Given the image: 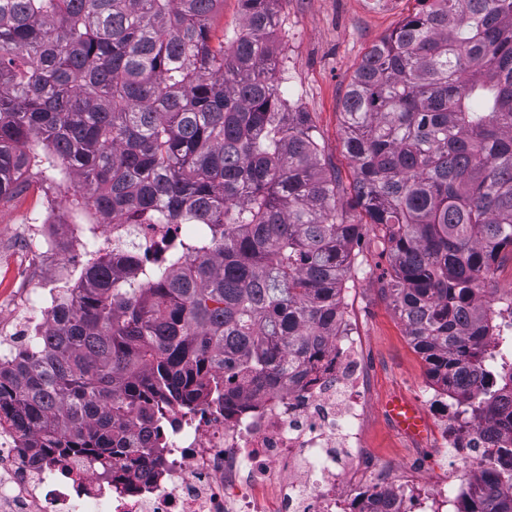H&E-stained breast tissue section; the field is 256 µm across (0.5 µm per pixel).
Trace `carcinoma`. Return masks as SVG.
<instances>
[{"label":"carcinoma","instance_id":"obj_1","mask_svg":"<svg viewBox=\"0 0 512 512\" xmlns=\"http://www.w3.org/2000/svg\"><path fill=\"white\" fill-rule=\"evenodd\" d=\"M240 2L215 48L223 0H0V200L37 143L99 214L195 225L156 264L89 260L0 362V428L37 462L87 454L114 477L146 462L127 432L155 411L295 382L336 335L368 227L429 377L483 376L481 285L512 256V0H418L371 46L342 100L348 184L282 95L273 0ZM461 512H512V489ZM241 4L239 0H224V7L216 16L212 26L213 44L231 38L239 29L241 21Z\"/></svg>","mask_w":512,"mask_h":512}]
</instances>
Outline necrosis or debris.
<instances>
[{
    "mask_svg": "<svg viewBox=\"0 0 512 512\" xmlns=\"http://www.w3.org/2000/svg\"><path fill=\"white\" fill-rule=\"evenodd\" d=\"M171 231L166 224H80L73 205L53 196L23 226L31 252L59 249L73 262L132 250L151 262ZM55 301L37 296L28 312L0 325V359L47 328ZM486 308L493 316L486 347L512 361V290H499ZM425 394L459 471L416 495L362 447L367 367L346 315L328 355L303 381L236 398L231 411L211 397L134 428L139 446L162 449L164 463L132 467L123 482L106 480L81 456L62 469L33 465L17 435L0 432V512H461L477 478L512 479V393L500 395L493 418L462 434L457 409L478 400L480 388L448 390L431 381Z\"/></svg>",
    "mask_w": 512,
    "mask_h": 512,
    "instance_id": "obj_1",
    "label": "necrosis or debris"
}]
</instances>
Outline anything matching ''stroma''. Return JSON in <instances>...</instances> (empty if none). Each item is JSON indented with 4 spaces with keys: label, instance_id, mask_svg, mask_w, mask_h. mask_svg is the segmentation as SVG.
Here are the masks:
<instances>
[{
    "label": "stroma",
    "instance_id": "stroma-1",
    "mask_svg": "<svg viewBox=\"0 0 512 512\" xmlns=\"http://www.w3.org/2000/svg\"><path fill=\"white\" fill-rule=\"evenodd\" d=\"M278 18L273 45L280 59L282 88L294 106L310 115L323 147L326 169L349 179L351 168L341 143V100L365 53L381 37L418 10L417 0H274ZM42 196L29 188L0 202V240L10 252L0 255V313L16 314L33 285L49 281L56 259L15 250V236L27 215L37 213ZM363 274L355 276L346 303L357 320L370 380L364 445L373 459L400 474L431 476L454 467L452 448L434 428L422 436L403 434L386 414L384 402L401 395L420 402L428 367L383 297L379 276L387 257L367 251Z\"/></svg>",
    "mask_w": 512,
    "mask_h": 512
}]
</instances>
